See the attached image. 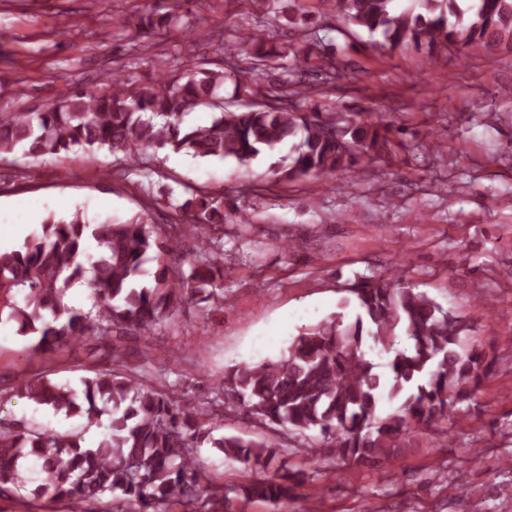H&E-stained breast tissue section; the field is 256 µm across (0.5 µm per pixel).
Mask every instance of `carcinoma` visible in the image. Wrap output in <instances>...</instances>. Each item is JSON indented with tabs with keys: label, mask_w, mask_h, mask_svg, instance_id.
I'll list each match as a JSON object with an SVG mask.
<instances>
[{
	"label": "carcinoma",
	"mask_w": 512,
	"mask_h": 512,
	"mask_svg": "<svg viewBox=\"0 0 512 512\" xmlns=\"http://www.w3.org/2000/svg\"><path fill=\"white\" fill-rule=\"evenodd\" d=\"M393 2L320 0L384 50L512 48V0H418V12H398ZM181 5L141 7L135 30L146 38L178 27ZM305 23L298 43L272 45L258 26L247 34L236 29L220 42L213 67L196 62L183 45L162 81L112 73L38 109L0 111V155L58 157L78 147L91 158L105 148L132 166L143 151L161 149L249 165L287 146L275 172L282 183L326 178L392 155L389 128L360 113L303 109L311 97L305 76L329 83L344 68L336 46L324 43L320 22ZM229 80L234 97L252 102L235 110L224 105ZM196 108L216 115L205 125H184ZM177 210L183 221L170 228L178 234L165 236L141 215L91 224L80 208L48 213L21 247L0 250V315L33 340V352L49 354L90 337L149 333L183 303L223 306L224 201L198 189ZM148 261L155 262L150 273ZM84 281L93 302L76 310L65 296ZM346 292L344 303L358 310L354 320L338 313L302 327L278 360L226 368L224 409L287 431L308 456L321 448L349 465L390 467L415 445L419 428L437 442L448 438L457 405L481 387L492 361L468 342L467 320L398 277H362ZM399 336L407 347H396ZM104 357L106 365L73 386L44 371L21 374L16 395L88 427L104 425L107 434L89 448L80 431L0 419V498L26 490L21 460L38 461L42 472L41 483L19 499L26 512L47 504L93 512L86 504L105 498V512H169L175 505L182 512H229L232 493L275 506L293 496L300 472L282 464L269 474L274 444L213 436L223 413L156 389L115 346H106ZM205 442L243 464L247 482L226 488L207 474L198 456Z\"/></svg>",
	"instance_id": "cac0c4a2"
}]
</instances>
